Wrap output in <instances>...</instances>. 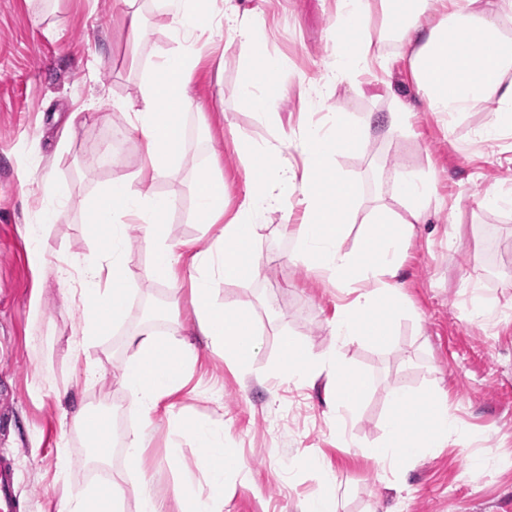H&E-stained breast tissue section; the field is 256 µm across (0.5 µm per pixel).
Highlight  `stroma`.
<instances>
[{
	"instance_id": "stroma-1",
	"label": "stroma",
	"mask_w": 512,
	"mask_h": 512,
	"mask_svg": "<svg viewBox=\"0 0 512 512\" xmlns=\"http://www.w3.org/2000/svg\"><path fill=\"white\" fill-rule=\"evenodd\" d=\"M239 11L263 16L268 50L287 62L281 79L288 96L275 106V122L259 120L238 96L250 74L248 58L229 32L216 35L218 56L205 60L191 82L201 110L184 114L186 166L161 181L157 193L175 198L166 230L171 241L206 246L218 225L193 220L191 173L211 155L223 157L222 174L231 205L243 197L240 164L229 127L256 141L288 136L307 112L370 113L377 120L370 144L338 158L360 190L343 247L360 246L358 224L376 205L394 211L392 173L407 167L433 173L445 208L428 212L416 225L401 272L406 310L393 320L394 340L379 346L363 340L348 345L349 365L367 375L371 388L346 429L351 443L336 434V414L325 379L299 386L276 377L283 337L327 349L334 341L330 322L336 291L290 263L291 242L281 213H268L255 242L268 263L260 277L216 282L219 302L251 315L261 351L248 372L236 371L223 356L196 341L198 359L188 385L170 398L187 422L219 421L224 443L247 464L246 472L224 482V512H298L301 502L319 494L318 475L307 468L316 456L335 479L338 512H512V210L481 205L495 183L512 187V138L488 146L477 130L491 117L483 104L454 119L423 111L408 76L399 44L385 43L386 69L333 85L326 99L312 92L328 56L336 0H231ZM40 0H0V457L15 464L19 512H56L62 496L99 474L122 469L120 456L104 465L91 459L88 437L74 424L76 410L120 414L123 432L137 419L117 383L132 354L128 334L149 328L160 336H188L194 316L189 274L181 288L146 278L152 243L134 234L126 273L136 285L124 322L108 329L74 358L69 340L81 321L68 284L60 278L64 262L89 253L92 242L76 209L58 210L44 230L46 252L34 262L27 251L26 227L40 206L35 186H20L17 171L41 163L78 199L96 195L110 179H134L141 144L126 130L116 101L133 99L140 81L129 69V50L121 36L115 0H58L52 16L55 37H46L36 20ZM417 117L410 131L388 133L383 121L395 99ZM82 110L68 146L57 151L71 112ZM480 281L496 299L500 317L469 322L463 301L466 281ZM95 364L97 377L85 368ZM416 391L437 388L464 429L460 440L410 461L402 472L382 475L364 451L383 438L393 387ZM66 445L72 468L66 483L55 482L57 449ZM492 447L494 463L471 466L472 457ZM143 468L152 494L167 512H179L176 484L199 495L209 492L189 445L156 422Z\"/></svg>"
}]
</instances>
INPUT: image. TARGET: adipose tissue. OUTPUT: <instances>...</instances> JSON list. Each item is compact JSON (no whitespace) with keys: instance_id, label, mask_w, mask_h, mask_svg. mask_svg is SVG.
Returning <instances> with one entry per match:
<instances>
[{"instance_id":"ef3b65f1","label":"adipose tissue","mask_w":512,"mask_h":512,"mask_svg":"<svg viewBox=\"0 0 512 512\" xmlns=\"http://www.w3.org/2000/svg\"><path fill=\"white\" fill-rule=\"evenodd\" d=\"M153 3L167 20L173 47L143 67L139 98L115 105L142 145L135 183L116 178L95 197L77 202L34 168L24 167L18 174L21 184L37 183L42 199L78 204L87 233L97 243L91 255L70 261L66 271L82 311L72 351L82 354L92 337L123 321L133 286L125 273L128 240L137 231L153 244L147 277L174 286L179 268L188 267L196 335L223 353L229 365L248 371L260 352L253 322L239 309L216 303L213 285L260 274L266 260L255 247L259 223L266 213L277 210L289 222L288 234L294 242L290 261L305 265L322 282L351 296L336 307L334 343L316 352L284 337L277 372L301 385L326 377L336 408V429L344 431L370 387L369 378L354 373L346 363L344 350L358 340L392 342V319L405 310L398 279L406 246L415 225L423 223L437 199L435 181L411 170L398 172L392 194L406 208L407 218L377 206L362 227L360 248L347 251L342 243L358 184L341 171L337 158L366 147L373 134L371 119L336 112L324 122L311 120L291 132L284 148L235 131L231 138L245 183L241 203L235 211L227 210L217 161L199 165L192 175L196 221L218 225L219 233L203 248L170 241L164 223L175 202L157 194L155 185L184 167L183 115L192 106L188 87L203 52L202 35L230 29L254 61L255 71L238 95L259 119L272 118L288 87L277 78L284 62L269 54L260 16L226 13L222 0ZM380 4L386 15L384 31L404 48L416 92L428 111L451 118L491 102L493 117L477 130V138L492 143L503 132H512V38L501 30L502 20L512 18V0H380ZM371 25L369 0H336L329 60L316 81L319 88L386 66ZM287 148L301 158V165L284 157ZM129 344L133 354L120 384L141 427L124 440L125 470L106 484L67 493L57 512H117L129 494L134 495L138 512H165L151 495L142 469L145 431L159 419L190 442L208 481L209 492L203 498L186 486H176L181 512H224V478L244 471L243 461L226 451L223 428L207 422L184 426L169 403L188 381L197 359L195 347L180 338L155 336L148 328L133 330ZM351 376L357 380L352 392L345 386ZM384 430V439L365 451L384 472L445 447L449 438L460 434L446 393L420 394L405 385L393 389Z\"/></svg>"}]
</instances>
